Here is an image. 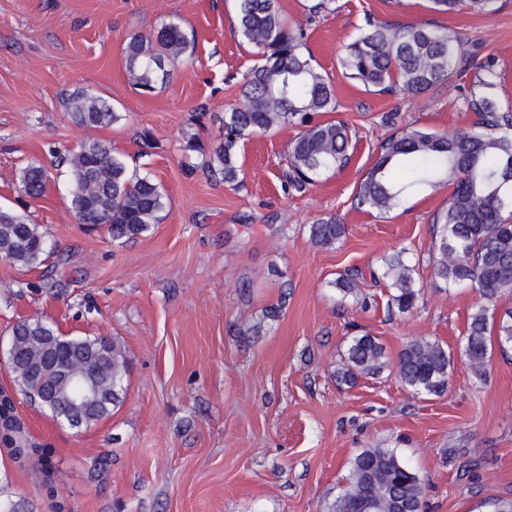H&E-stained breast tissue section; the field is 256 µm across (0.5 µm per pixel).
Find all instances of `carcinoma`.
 Masks as SVG:
<instances>
[{
    "label": "carcinoma",
    "instance_id": "carcinoma-1",
    "mask_svg": "<svg viewBox=\"0 0 512 512\" xmlns=\"http://www.w3.org/2000/svg\"><path fill=\"white\" fill-rule=\"evenodd\" d=\"M495 0H430L436 13L469 7L493 11ZM240 35L255 48L256 63L245 74L242 107L224 112L223 138L205 158L208 173L221 176L224 185L242 186L238 150L241 140L256 133L294 124L300 127L290 143L284 183L297 192L315 183L323 173L349 160V128L343 122H323L315 116L336 108L335 90L328 78L303 55V34L288 28L278 0H236ZM190 45L181 24L170 20L147 34L132 35L122 49L132 85L151 94L169 76L167 66L179 60ZM345 74L382 93L419 95L447 79L450 71L466 70L470 56L462 53L448 30L415 25L367 23L340 57ZM468 107L477 112V128L452 136L410 129L387 137L376 163L361 180L355 194L358 206L388 212L403 196L421 186H452L448 204L432 218L435 276L447 287L468 283L477 289L480 303L470 314L460 350L472 373L486 374L493 349L512 352V307L499 306L512 298V109H503L487 96L472 95ZM69 120L98 129L121 120L112 104L86 90L72 92L66 102ZM67 166L69 208L92 231L103 230L114 241H131L162 220L168 206L164 188L147 174L132 169L112 145L89 138L75 150L55 149ZM49 175L33 162L23 169L19 190L29 199L41 197ZM346 227L335 218L309 226V239L319 248H333ZM54 254L41 225L22 212L0 210V258L27 269L42 267ZM381 277L390 288L389 301L400 312L415 307L420 298L414 267L400 251L386 259ZM361 273L339 275L334 286L342 297L356 293ZM18 350L10 368L15 391L53 417L78 419L89 427L109 416L123 398L129 359L115 342L60 334L41 316L13 325ZM54 348L56 361L72 367L77 378L51 404L44 389L53 373L39 372L43 350ZM388 366L383 343L368 333L347 338L337 379L346 385L375 377ZM454 358L436 339L414 337L398 355V378L417 394L441 396L448 391ZM93 384L95 393L84 404L77 393ZM3 441L17 460L35 458L34 475H50L55 449L32 441L15 413L10 398L0 403ZM347 486L328 512H425L424 485L395 449H363L352 461Z\"/></svg>",
    "mask_w": 512,
    "mask_h": 512
}]
</instances>
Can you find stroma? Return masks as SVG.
<instances>
[{"label":"stroma","instance_id":"35a3bbf8","mask_svg":"<svg viewBox=\"0 0 512 512\" xmlns=\"http://www.w3.org/2000/svg\"><path fill=\"white\" fill-rule=\"evenodd\" d=\"M313 2L279 0L334 84L336 109L325 118L348 124L352 146L344 168L299 193L282 177L296 126L241 142L238 190L182 151L193 134L212 150L226 107L243 102L255 55L236 31L234 0H0V207L17 208L29 163L51 166V147L91 136L169 196L163 220L126 243L75 222L64 173L52 170L45 196L29 201L65 260L63 287L0 261V332L39 314L64 335L116 342L130 372L122 404L86 429L17 399L32 439L53 446L56 473L34 481L31 464L0 445L1 502L18 512H326L354 457L373 446L396 449L418 473L426 512H493L512 498V360L496 354L485 378L471 373L459 340L478 295L433 272L431 219L449 188H421L387 213L355 200L393 132L473 128L474 92L512 107V0L489 14H438L429 0H335V12L319 16ZM370 19L448 29L473 64L417 96L364 87L339 58ZM170 20L195 44L166 83L140 94L122 47ZM78 89L109 99L121 120L94 131L72 124L65 99ZM144 133L155 142L147 155ZM329 217L346 234L321 249L308 227ZM400 250L422 289L406 313L391 306L386 282L369 277ZM353 269L365 275L361 288L340 297L333 282ZM271 306L274 321L262 317ZM365 332L384 344L388 368L338 384L347 337ZM414 337L438 339L454 356L442 396L416 394L396 375Z\"/></svg>","mask_w":512,"mask_h":512}]
</instances>
